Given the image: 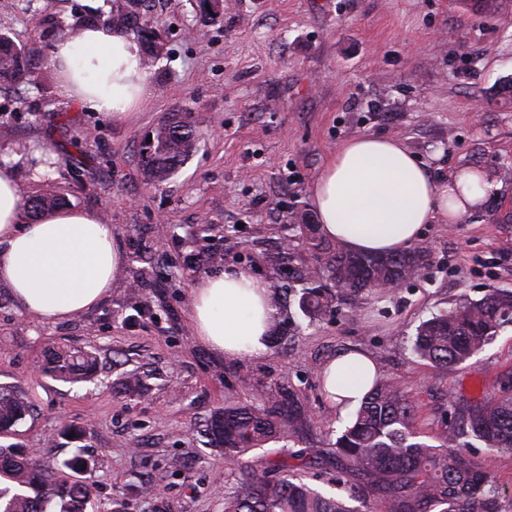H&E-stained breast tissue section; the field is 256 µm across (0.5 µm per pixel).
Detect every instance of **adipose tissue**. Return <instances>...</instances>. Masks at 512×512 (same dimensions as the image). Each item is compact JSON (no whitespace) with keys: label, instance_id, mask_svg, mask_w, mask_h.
<instances>
[{"label":"adipose tissue","instance_id":"1","mask_svg":"<svg viewBox=\"0 0 512 512\" xmlns=\"http://www.w3.org/2000/svg\"><path fill=\"white\" fill-rule=\"evenodd\" d=\"M48 67L65 97L124 119L146 94L136 39L104 24L84 25L57 42ZM493 183L480 169L435 178L397 140L358 135L324 166L312 188L320 232L350 251H408L422 227L456 223ZM24 201L12 166H0V286L25 316L61 320L93 309L111 292L124 259L111 225L92 211L54 210L22 221ZM268 283L228 268L198 279L190 294L197 336L230 358L264 350L275 319ZM378 373L366 353H338L322 368L324 392L340 413L357 407Z\"/></svg>","mask_w":512,"mask_h":512}]
</instances>
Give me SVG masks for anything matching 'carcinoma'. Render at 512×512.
<instances>
[{
    "label": "carcinoma",
    "instance_id": "obj_1",
    "mask_svg": "<svg viewBox=\"0 0 512 512\" xmlns=\"http://www.w3.org/2000/svg\"><path fill=\"white\" fill-rule=\"evenodd\" d=\"M43 63L0 35V83L37 87ZM184 133H172L144 147L143 167L154 184L167 181L192 155L194 125L177 121ZM64 205L50 191L24 198L32 222ZM317 267L303 289L299 306L308 318L333 311L343 301L379 286L410 279L421 271L423 250L402 254L357 253L326 240L313 224H301ZM512 323V290H496L479 300L466 299L424 320L412 341L413 354L440 368L461 365ZM42 374L65 383L90 382L97 372L96 349L46 347ZM31 412L29 392L0 383V439L17 434ZM420 409L388 378H376L351 423L336 437V486L346 498L324 495L303 482L286 462L248 475L224 495V512H512V496L496 490L490 469L467 457L474 438L488 448L512 449V396L468 405L455 422L437 432L419 426ZM305 423L293 394L278 390L243 405L218 409L207 425L210 445L224 450L237 465L255 448L293 437ZM95 463L77 451L49 462L31 448L0 443V512H88L92 506Z\"/></svg>",
    "mask_w": 512,
    "mask_h": 512
}]
</instances>
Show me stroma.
Returning a JSON list of instances; mask_svg holds the SVG:
<instances>
[{
    "label": "stroma",
    "instance_id": "1",
    "mask_svg": "<svg viewBox=\"0 0 512 512\" xmlns=\"http://www.w3.org/2000/svg\"><path fill=\"white\" fill-rule=\"evenodd\" d=\"M164 46L147 71V98L131 120L63 97L56 75L37 89L0 88V158L16 156L22 194L51 189L71 209L112 224L124 263L112 291L71 319L20 314L0 287V382L34 403L17 437L51 458L71 456L68 424L87 432L95 462L92 512H224L242 478L204 430L220 408L290 390L307 424L294 440L245 455L281 460L331 490L327 463L348 423L322 389L320 371L362 349L380 374L438 430L460 405L512 395V323L466 363L437 369L413 358L419 323L461 299L512 290V0H224L200 22L195 0H134ZM89 0H0V33L46 59L90 15ZM189 112L195 151L169 180L150 183L140 145L170 113ZM400 140L437 177L470 167L494 176L481 208L454 224L424 225L420 275L362 294L319 321L299 309L314 264L300 222L316 223L312 183L347 139ZM50 146L46 173L31 153ZM235 267L281 289L277 343L228 359L196 335L190 290ZM97 348L96 383L39 373L49 342ZM143 386L127 393L128 373Z\"/></svg>",
    "mask_w": 512,
    "mask_h": 512
}]
</instances>
